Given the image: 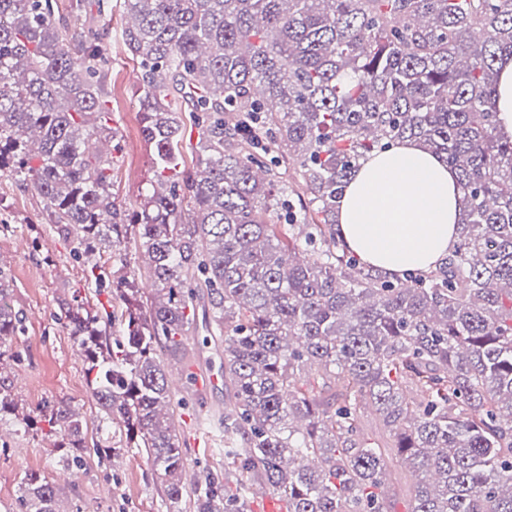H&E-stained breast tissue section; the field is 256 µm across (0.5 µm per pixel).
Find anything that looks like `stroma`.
Masks as SVG:
<instances>
[{
    "instance_id": "35a3bbf8",
    "label": "stroma",
    "mask_w": 512,
    "mask_h": 512,
    "mask_svg": "<svg viewBox=\"0 0 512 512\" xmlns=\"http://www.w3.org/2000/svg\"><path fill=\"white\" fill-rule=\"evenodd\" d=\"M129 24L123 0H110L109 10L95 17L104 32L112 68L110 90L112 192L120 207L131 209L154 177L153 148L141 133L137 102L139 68L127 52L121 32ZM88 263L71 239L48 224L39 194L0 171V271L8 292L6 303L22 319V333L0 349V376L14 394L16 415L0 418V512H18L21 480L36 473L60 491L64 512H166V497L152 476L145 454L127 447L118 427L97 405L84 357L73 338L66 311L82 303L99 314V327L119 335V324L102 314L111 299L110 283H91ZM224 390L176 392L172 409L182 425L209 409L223 408ZM48 401H61L79 413L86 426L87 449L80 460L60 462L53 440L25 427L22 415L38 413ZM115 448L114 459L100 449Z\"/></svg>"
}]
</instances>
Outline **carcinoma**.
I'll list each match as a JSON object with an SVG mask.
<instances>
[{"label": "carcinoma", "instance_id": "1", "mask_svg": "<svg viewBox=\"0 0 512 512\" xmlns=\"http://www.w3.org/2000/svg\"><path fill=\"white\" fill-rule=\"evenodd\" d=\"M154 179L112 196L104 35L68 31L54 0H0V171L42 197L77 249L135 228L155 288L120 278L122 340L68 310L102 412L145 451L167 512H387L399 459L406 512H512V141L496 134L512 0H123ZM181 109H170V97ZM198 128L195 169L183 128ZM412 140L457 174L458 245L427 272L359 261L339 208L360 161ZM292 172L294 185L280 184ZM115 276L107 260L90 278ZM0 346L20 330L3 305ZM224 342V479L183 495L191 433L166 412L170 363L190 367L198 308ZM208 338V339H210ZM203 339V343H208ZM373 409L383 441L365 436ZM54 449L85 451L78 414L47 402ZM21 512H63L35 474Z\"/></svg>", "mask_w": 512, "mask_h": 512}]
</instances>
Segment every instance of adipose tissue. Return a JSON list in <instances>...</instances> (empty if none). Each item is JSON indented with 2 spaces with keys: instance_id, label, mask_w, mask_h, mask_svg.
<instances>
[{
  "instance_id": "1",
  "label": "adipose tissue",
  "mask_w": 512,
  "mask_h": 512,
  "mask_svg": "<svg viewBox=\"0 0 512 512\" xmlns=\"http://www.w3.org/2000/svg\"><path fill=\"white\" fill-rule=\"evenodd\" d=\"M463 210L455 172L406 141L363 161L344 192L340 223L362 262L400 275L455 250Z\"/></svg>"
}]
</instances>
